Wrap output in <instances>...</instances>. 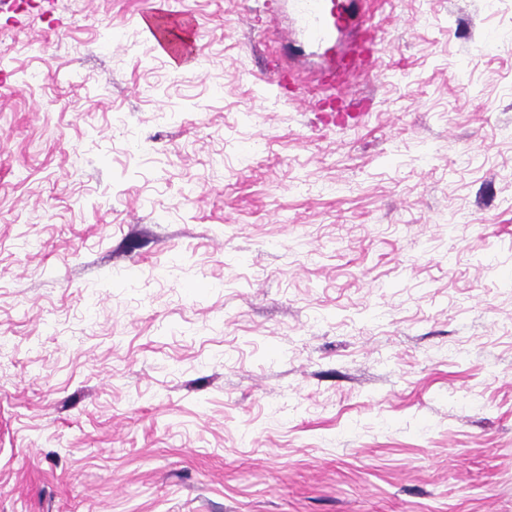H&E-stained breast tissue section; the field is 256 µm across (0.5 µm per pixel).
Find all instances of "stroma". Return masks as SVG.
Wrapping results in <instances>:
<instances>
[{
	"label": "stroma",
	"mask_w": 512,
	"mask_h": 512,
	"mask_svg": "<svg viewBox=\"0 0 512 512\" xmlns=\"http://www.w3.org/2000/svg\"><path fill=\"white\" fill-rule=\"evenodd\" d=\"M296 3L0 0V512H512V0ZM306 18V34L312 41H321L330 33V21L335 18L327 0H301Z\"/></svg>",
	"instance_id": "1"
}]
</instances>
